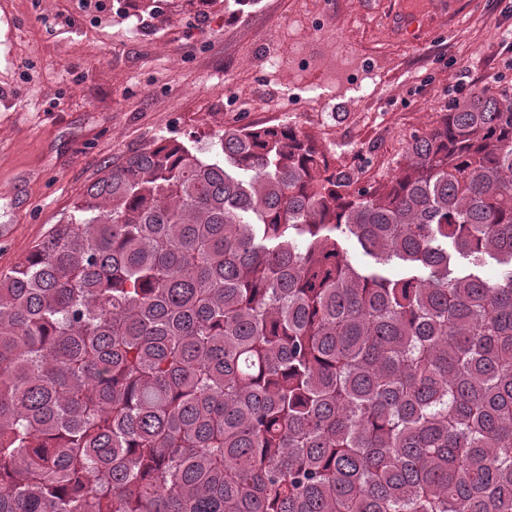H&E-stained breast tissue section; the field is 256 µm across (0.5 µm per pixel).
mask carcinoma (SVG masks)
Segmentation results:
<instances>
[{"label":"carcinoma","mask_w":512,"mask_h":512,"mask_svg":"<svg viewBox=\"0 0 512 512\" xmlns=\"http://www.w3.org/2000/svg\"><path fill=\"white\" fill-rule=\"evenodd\" d=\"M219 146L129 157L0 273V512H512V89L381 183L290 123Z\"/></svg>","instance_id":"obj_1"}]
</instances>
